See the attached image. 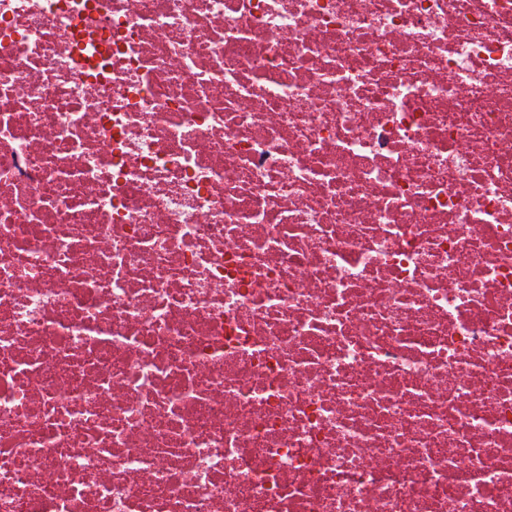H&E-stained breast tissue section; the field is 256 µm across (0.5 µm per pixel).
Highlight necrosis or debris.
Returning <instances> with one entry per match:
<instances>
[{
    "mask_svg": "<svg viewBox=\"0 0 512 512\" xmlns=\"http://www.w3.org/2000/svg\"><path fill=\"white\" fill-rule=\"evenodd\" d=\"M0 512H512V0H0Z\"/></svg>",
    "mask_w": 512,
    "mask_h": 512,
    "instance_id": "4bbe7bcc",
    "label": "necrosis or debris"
}]
</instances>
